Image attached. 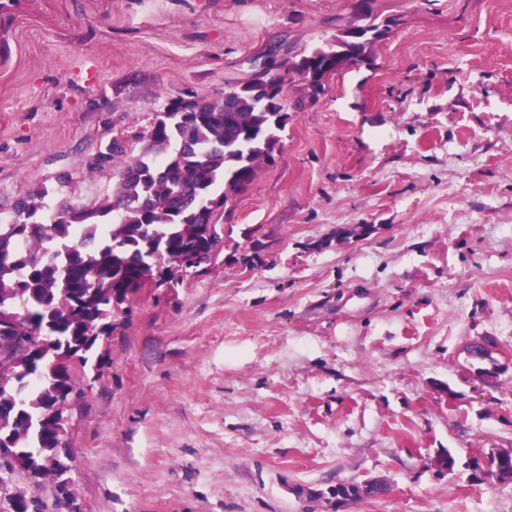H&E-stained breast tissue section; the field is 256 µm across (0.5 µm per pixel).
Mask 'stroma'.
Returning <instances> with one entry per match:
<instances>
[{
    "label": "stroma",
    "mask_w": 512,
    "mask_h": 512,
    "mask_svg": "<svg viewBox=\"0 0 512 512\" xmlns=\"http://www.w3.org/2000/svg\"><path fill=\"white\" fill-rule=\"evenodd\" d=\"M372 9L389 28L360 65L315 99L289 81L274 162L214 216L217 256L73 363V506L12 476L44 512H328L295 488L372 478L389 493L345 512H512V484L465 468L512 448V0ZM354 20L353 0H0V224L28 191L111 197L114 135L138 154L171 98L221 97L270 44Z\"/></svg>",
    "instance_id": "stroma-1"
}]
</instances>
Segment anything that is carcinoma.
Here are the masks:
<instances>
[{"instance_id": "cac0c4a2", "label": "carcinoma", "mask_w": 512, "mask_h": 512, "mask_svg": "<svg viewBox=\"0 0 512 512\" xmlns=\"http://www.w3.org/2000/svg\"><path fill=\"white\" fill-rule=\"evenodd\" d=\"M360 25L345 31L382 34L371 4L356 11ZM342 51L327 43L284 58L285 73L268 70L228 87L222 100L193 94L168 102L130 155L115 137L101 163L112 164L117 181L112 197L94 206L49 210L41 194H23L16 218L0 224V315L15 316L24 332L43 336L52 359L16 349L0 359V448H19L35 461L51 455L62 428L65 390L74 389L70 368L87 365L107 319L152 284L175 288L182 273L210 262L219 241L215 211L248 190L260 164L273 161L285 128L287 75L306 82L308 93L324 79L362 61L352 51L327 67ZM493 452L469 464L470 479L512 484V469ZM388 492L387 484L361 487L346 503ZM0 512H43L39 501L14 505L0 501Z\"/></svg>"}]
</instances>
